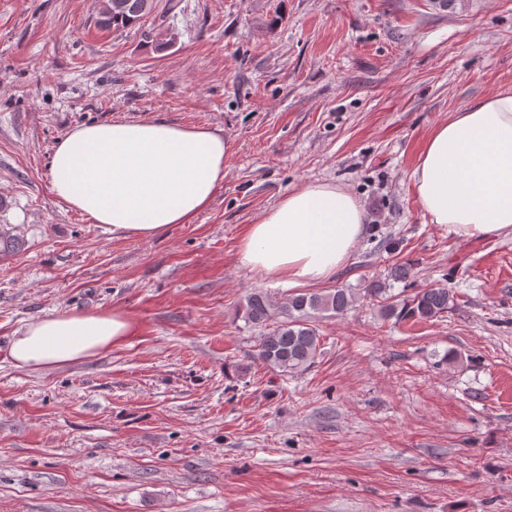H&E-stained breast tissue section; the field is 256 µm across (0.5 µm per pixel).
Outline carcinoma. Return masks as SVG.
<instances>
[{"mask_svg":"<svg viewBox=\"0 0 512 512\" xmlns=\"http://www.w3.org/2000/svg\"><path fill=\"white\" fill-rule=\"evenodd\" d=\"M116 9L113 0H105L101 25L105 28L131 29L150 13L146 0H122ZM375 300L386 319L396 322L433 320L443 317L454 305L449 288H423L407 297L392 293L390 283L375 280L356 292L351 288H332L320 293H296L279 305L264 292L254 291L245 298L242 318L262 330L257 359L283 376L303 372L316 360L321 336L314 325L318 316L342 315L360 298Z\"/></svg>","mask_w":512,"mask_h":512,"instance_id":"obj_1","label":"carcinoma"}]
</instances>
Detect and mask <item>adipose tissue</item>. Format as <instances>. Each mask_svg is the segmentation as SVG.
<instances>
[{"instance_id": "adipose-tissue-1", "label": "adipose tissue", "mask_w": 512, "mask_h": 512, "mask_svg": "<svg viewBox=\"0 0 512 512\" xmlns=\"http://www.w3.org/2000/svg\"><path fill=\"white\" fill-rule=\"evenodd\" d=\"M229 151V140L204 125H83L54 150L52 189L113 236L155 238L209 206L224 182ZM411 179L432 223L466 238L512 235V88L436 124ZM365 232L354 194L311 183L288 192L250 225L239 261L293 285L313 284L344 267ZM134 333L121 311L69 310L18 330L7 357L18 368H59L125 345Z\"/></svg>"}]
</instances>
